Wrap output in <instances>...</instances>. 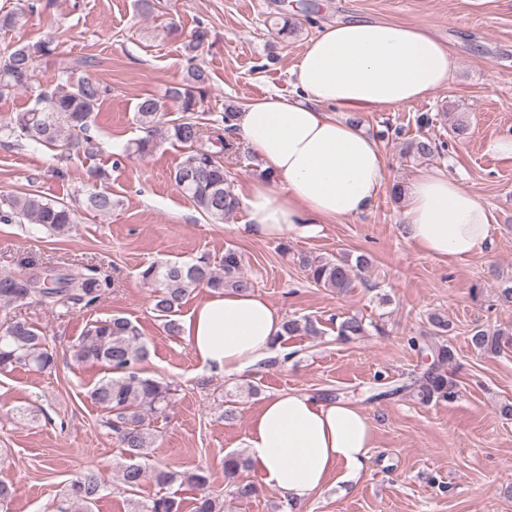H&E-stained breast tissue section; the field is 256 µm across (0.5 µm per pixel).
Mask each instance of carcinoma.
<instances>
[{
    "instance_id": "1",
    "label": "carcinoma",
    "mask_w": 512,
    "mask_h": 512,
    "mask_svg": "<svg viewBox=\"0 0 512 512\" xmlns=\"http://www.w3.org/2000/svg\"><path fill=\"white\" fill-rule=\"evenodd\" d=\"M51 5L52 0H18L15 9L0 13V30L21 26L28 15ZM209 37V28L198 26L185 44L186 51L190 54L197 51ZM55 50L53 39L46 38L20 44L0 56V96L22 91L30 94L32 100L27 110L0 124V137L30 146L60 147L68 158L80 154L92 156L99 147L97 117L109 89L89 76L76 80L73 72L67 69L61 71L54 85L42 87L36 84L38 61ZM208 84V73L191 64L182 86L166 90L161 97L148 94L140 98L135 122L142 136L131 143L129 150L140 156L149 155L163 135L188 146L190 152L173 173L174 184L201 214L214 223H222L224 216L239 207L224 167V155L239 151V144L232 138L237 108L229 105L210 121H201L197 115V98L204 95ZM169 100L177 103L179 112L172 119L166 118L170 112ZM444 149L445 144L422 136L407 143L406 155L428 158L442 154ZM103 179V172L97 169L89 172L91 188L86 192L83 205L89 210L108 214L112 212L114 202L112 193L97 188V183ZM17 219L57 235H67L77 223V214L69 205L37 193L22 192L1 197L0 223L10 224ZM300 263L310 281L338 294L352 290L356 280L362 278L371 266L370 259L364 254L353 260L344 254L334 258L304 256ZM240 266L241 256L229 249L218 269L211 266L209 258L201 256L191 262L151 263L139 271V277L152 288V310L163 321L165 331L178 336L181 326L176 316L184 299L195 289L205 286L222 290L229 286L246 292L253 288L250 279L241 275ZM34 281V277L24 272L0 274V373L17 368L41 372L51 370L57 364V353L49 348L42 332L12 315V307L33 303L52 309L90 306L107 287V282L98 276L97 268L88 265L80 272L58 278L49 288H35ZM428 322L432 329L426 334L410 337L408 345L430 353L432 362L411 375L409 381L376 393L371 399L411 392L421 396L426 403L435 398L451 402L457 397V384L447 370L454 364V350L435 341L436 337L448 332V320L434 313ZM284 330L289 336L301 330L311 335L318 333L310 319H288ZM365 334V323L356 316L345 318L338 328V336L347 340ZM470 342L482 353L497 354L503 346L512 343V337L501 330L490 332L477 326L472 330ZM148 356L149 350L139 328L119 316L89 324L72 346L75 362L98 364L109 371V376L91 389L90 398L106 411V424L124 448L125 462L120 468L122 484L134 493L148 478L162 488L187 482L200 491L193 512H224V502L209 490L211 476L208 471L199 468L186 473L162 466L149 475L137 463L138 459L148 455L155 442L151 418L164 414L174 397L170 383L145 374L142 365ZM249 470L250 462L243 455L225 456L224 476L232 487V499L238 502L249 501L257 492L253 481L241 477ZM103 491L98 475L85 471L68 482L56 512H93ZM129 504L131 512H181L180 502L167 494H157L147 500L131 499Z\"/></svg>"
}]
</instances>
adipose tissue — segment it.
Masks as SVG:
<instances>
[{
	"mask_svg": "<svg viewBox=\"0 0 512 512\" xmlns=\"http://www.w3.org/2000/svg\"><path fill=\"white\" fill-rule=\"evenodd\" d=\"M455 63L429 30L382 19L324 26L293 68L290 95L270 93L239 109L236 135L271 181L242 196L243 234L276 240L368 210L386 179L379 142L346 114L398 107L447 87ZM407 239L428 255H483L492 215L445 171L420 172L407 186ZM283 312L262 295L227 290L184 318L181 334L200 366L238 376L272 357L284 334ZM375 444L370 417L343 400L281 391L267 397L247 432V456L260 483L307 512L330 478L357 480Z\"/></svg>",
	"mask_w": 512,
	"mask_h": 512,
	"instance_id": "adipose-tissue-1",
	"label": "adipose tissue"
}]
</instances>
